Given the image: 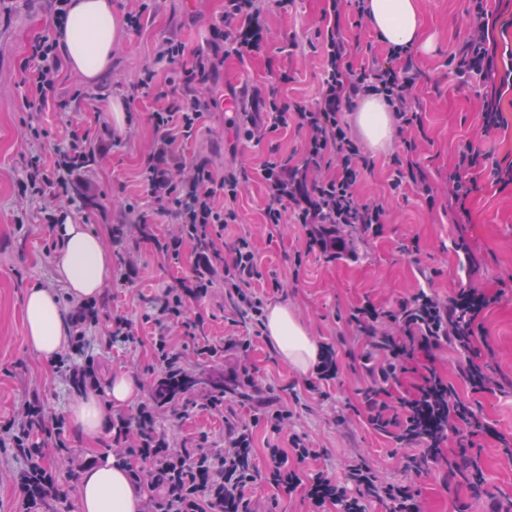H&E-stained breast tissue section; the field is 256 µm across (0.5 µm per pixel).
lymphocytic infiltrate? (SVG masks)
<instances>
[{
  "label": "lymphocytic infiltrate",
  "mask_w": 512,
  "mask_h": 512,
  "mask_svg": "<svg viewBox=\"0 0 512 512\" xmlns=\"http://www.w3.org/2000/svg\"><path fill=\"white\" fill-rule=\"evenodd\" d=\"M349 2L358 17H365V0H326L324 29L316 34L324 78L315 103L285 105L273 93L253 90L251 109L237 120L246 139L287 122H295L306 134L301 164L267 163L261 177L269 202L264 209L268 224L283 223L292 214L301 224L309 248L328 254H345V230L357 224L363 232L379 236L385 222L382 203L358 198L354 186L360 176L362 153L358 142L342 120L345 105L359 97H381L391 109L399 131L421 126L422 116L411 95L413 79L400 72L396 63L408 57V50L390 49L384 61L353 65V48L345 32L334 24L342 2ZM469 34L451 61L459 74L475 73L491 84L483 100L482 130L500 129L506 121L500 107L501 91L512 87V47L499 46L493 32L500 18L487 8V0H470L467 12ZM208 51L185 59L184 44L174 38L162 40L155 48L157 61L180 63L179 94L161 109L150 113L155 134V151L142 170L144 199L126 204L128 223L143 221L144 210L160 218L174 217L176 231L166 240L155 241L159 254L177 255L183 243H190L195 266L190 279L165 288L152 301L158 358L165 366L179 359L168 336L172 326L192 328L187 316L191 301L206 297L211 288L223 286L224 302L241 323L259 328L266 318L265 303L251 286L259 271L249 237H237L230 255H223L216 239L235 223L234 209L217 206L219 197L236 198L241 183L233 175L215 179L207 161H182L176 144L189 139L203 114L217 105L210 92L226 57L244 58L261 52L263 21L256 0H224V12L211 26ZM63 70L60 45L44 35L29 46L28 61L21 80L27 107L42 108L54 101L53 94ZM27 136L38 150L24 170L23 190L42 202L44 223L58 230L64 219L57 208L74 185L84 182L90 160L103 155L113 136L101 127L92 138L74 137L67 149L42 153L48 140L37 117H30ZM458 162L448 178V200L458 218H466L465 202L471 192V174L480 165V153L471 142L457 148ZM496 301L495 295L473 285L456 289L447 297L417 289L391 306L366 301L351 308L348 321L364 340L365 351L358 366L370 381L363 392L362 412L366 422L392 436L403 448L426 449L432 460L460 468L457 459L444 457L441 446L449 435L461 436L472 448L481 436H494V429L474 415L469 402L461 398L452 382L435 369L418 373L412 391L393 397L390 379L415 371L417 352L444 346L461 354L462 375L473 390L491 391L497 379L475 345L483 318ZM416 372V371H415ZM293 410L268 407L261 416L275 432H288L289 447H271L267 480L285 498L302 492L308 512H326L339 506L340 512H366L368 503L386 505L388 512H425L423 502L411 487L383 481L361 457L351 458L348 485L316 473L304 474L301 466L315 458L317 450L306 434L292 431ZM45 427V413L38 396H31L13 417L0 426V445L24 452ZM114 442L129 459L131 480L138 486L158 491L156 512H270L268 502L250 496L257 481L253 463L252 430L233 418L224 421V446L178 448L155 428L152 404H138L133 415L117 417L113 423Z\"/></svg>",
  "instance_id": "1"
}]
</instances>
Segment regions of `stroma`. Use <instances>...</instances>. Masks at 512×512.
I'll use <instances>...</instances> for the list:
<instances>
[{"instance_id": "35a3bbf8", "label": "stroma", "mask_w": 512, "mask_h": 512, "mask_svg": "<svg viewBox=\"0 0 512 512\" xmlns=\"http://www.w3.org/2000/svg\"><path fill=\"white\" fill-rule=\"evenodd\" d=\"M420 4L424 23L436 33L437 43L431 53L412 55L413 95L424 116L415 159L440 195L431 208L410 185L394 186L406 154L402 135H393L389 149L383 152L362 144L368 166L355 192L362 199L382 200L386 222L379 236L352 234L357 260H327L319 252L307 251L301 225L274 227L263 220L267 198L260 171L272 159L300 163L303 132L288 124L246 141L237 137L229 123L232 113L242 106L234 94L245 87L274 91L289 105L314 103L322 67L313 42L316 31L325 25L323 0H260L267 23L262 51L243 60L225 58L214 84L223 104L204 113L195 135L177 146L186 163L207 160L214 178L245 177L233 203L238 219L224 230L218 245L226 252L236 237L250 236L261 273L253 288L266 304L293 309L318 342L335 346L340 356L337 379L326 386L324 395L308 393L306 375L282 363L264 335L251 326L232 324L220 287L190 304L195 329L187 333L177 326L170 337L186 371L209 375L244 369L261 386L270 387L281 404L289 406L294 398H301L296 429L306 433L318 451L317 458L305 465L308 473L322 471L344 479L343 461L356 453L386 481L413 482L427 512H494L512 502V185L497 184L490 168L475 171L476 188L467 202L469 219L459 226L453 222L455 210L443 190L460 141L472 140L491 160L512 161V88L502 97L507 128L482 133L479 112L490 85L461 78L448 63L466 36L470 0H420ZM223 10L224 0H158L155 11L144 15L141 28L128 30L123 45L113 51L110 73L86 87L66 75L57 87L60 100L84 88L95 103L103 104V112L87 105L64 111L50 104L38 115L53 147L65 146L72 133H91L99 123L111 121L112 103H125L131 116L125 131L90 172L96 187L94 206L77 198L66 207L72 223L91 225L106 241L119 239L126 245L125 250L112 254V275L99 301L107 308L124 310L141 342L130 347L113 343L103 325L93 330L85 349L99 373L123 371L136 381L134 401L120 408L124 415L133 414L138 403L151 401L154 383L166 374L153 353L156 329L147 319L151 301L162 288L190 278L194 267L190 245H182L174 258L156 252L151 239L167 236L171 222L151 224L152 237L147 240L130 231L121 217L125 200L142 194L140 172L154 151L148 117L177 94L178 67L160 65L151 88H141L140 80L164 38H178L189 56L206 49L210 25ZM340 22L351 42L358 45L356 60L386 58L387 44L369 22H357L350 6H342ZM52 30L44 0H9L6 12L0 14V419L12 415L32 391L38 392L51 416L68 415L77 395L68 379L26 344L22 319L26 291L52 284L57 261L48 229L41 222L40 203L24 197L20 186L30 153L23 126L28 110L19 88L22 67L30 42ZM460 238L474 254L472 269L462 268L455 251L454 243ZM130 260L135 263V274L127 280L124 264ZM469 282L500 296L484 318L485 336L493 348L487 362L500 378V388L472 392L460 376L459 355L446 347L419 353L416 365L421 370L435 368L448 377L496 434L470 451L481 474L476 483L450 476L436 464L413 481L400 464L402 452L392 437L356 417L344 425L338 421L345 405H360L359 391L367 383L353 372L362 342L347 321L348 310L366 300L390 305L421 287L446 296ZM228 335L240 338L241 347L213 357L200 353L203 343H220ZM204 396L202 390H191L173 405L158 408L157 430L178 444L222 445L224 417L204 405ZM65 435L70 446L66 452L59 451L48 434H38L36 441L60 496L58 512H81L76 477L108 453L112 438L104 436L98 449L92 450L73 427H66ZM24 469L25 461L14 449L0 447V512H43L42 506L26 503L18 486Z\"/></svg>"}]
</instances>
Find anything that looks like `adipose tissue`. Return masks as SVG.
I'll list each match as a JSON object with an SVG mask.
<instances>
[{
    "label": "adipose tissue",
    "mask_w": 512,
    "mask_h": 512,
    "mask_svg": "<svg viewBox=\"0 0 512 512\" xmlns=\"http://www.w3.org/2000/svg\"><path fill=\"white\" fill-rule=\"evenodd\" d=\"M367 19L379 39L408 50H429L433 37L420 15L419 0H366ZM126 23L112 8V0H72L60 49L71 75L87 85L97 83L112 68V50L125 37ZM362 137L375 147L391 141L392 115L381 98L362 101L354 116ZM112 271V255L101 232L85 224L65 223L59 241L55 286L30 288L25 296V341L44 359L52 360L68 343L64 297L81 302L98 297ZM266 339L279 359L300 373L319 360L320 347L308 328L287 305L274 304L266 312ZM134 379L110 374L105 390L90 389L76 398L69 415L89 444H96L111 425L113 408L137 394ZM82 512H142L145 493L132 484L127 466L103 458L82 471L78 485Z\"/></svg>",
    "instance_id": "1"
}]
</instances>
